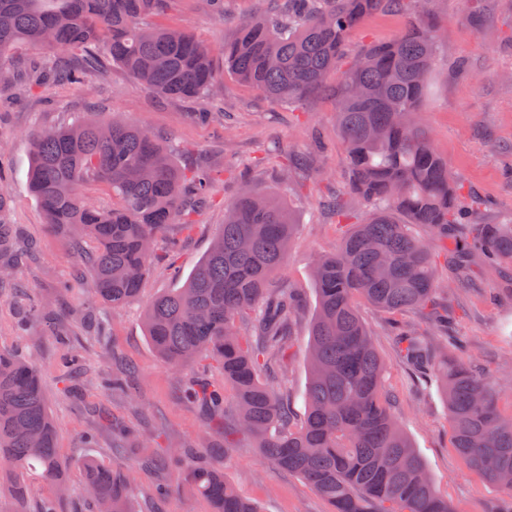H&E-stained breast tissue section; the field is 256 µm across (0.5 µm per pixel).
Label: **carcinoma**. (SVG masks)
I'll list each match as a JSON object with an SVG mask.
<instances>
[{"instance_id": "cac0c4a2", "label": "carcinoma", "mask_w": 512, "mask_h": 512, "mask_svg": "<svg viewBox=\"0 0 512 512\" xmlns=\"http://www.w3.org/2000/svg\"><path fill=\"white\" fill-rule=\"evenodd\" d=\"M171 2L0 0L8 84L21 77L10 51L29 44L75 60L35 72L39 80L85 83L117 65L165 95L207 99L212 110L196 118L219 122L223 86L213 55L239 81L295 107L336 75L349 34L364 20L381 12L407 20L391 41L362 49L336 87V130L350 178L335 210L337 224L352 229L334 253L313 262L317 304L304 419L296 422L288 395L262 380L281 370L299 313L288 289L269 287L295 223L275 193L249 180L224 207L221 233L184 285L146 306L156 353L175 369L216 363L261 459L302 477L331 512H451L390 412L382 365L355 301L390 313L415 309L420 323L396 327L401 352L416 375L440 382L453 447L512 498V486L500 481L512 470V419L497 410L494 381L426 339L431 328L449 325L441 268L455 289L467 287L477 269L512 293V223L476 222L418 120L437 49L431 18L438 0H279L218 47L173 26L142 25ZM30 140L28 186L46 223L95 242L84 259L100 300L114 307L133 301L156 241L173 224L192 229V213L209 200L208 177L181 170L147 128L118 119L34 130ZM187 398L224 416V394L208 383H195ZM150 447L149 439L124 433L116 450H139L145 464L163 467ZM32 468L62 483L55 424L36 370L0 350V488L27 501L24 473ZM82 468L95 512H130L123 476L93 458ZM185 481L213 512H260L215 463L188 466Z\"/></svg>"}]
</instances>
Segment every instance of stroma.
<instances>
[{
  "mask_svg": "<svg viewBox=\"0 0 512 512\" xmlns=\"http://www.w3.org/2000/svg\"><path fill=\"white\" fill-rule=\"evenodd\" d=\"M270 0H227L223 19L203 11V0H173L162 22L185 29L200 41L218 44L232 39L242 20L264 14ZM404 16L381 13L369 18L348 38L339 71L350 68L361 49L395 37ZM442 51L423 105L425 133L448 162L486 224L512 221V0H447L437 17ZM213 68L224 79V113L228 127L193 120L203 111L202 99L174 98L150 89L120 67L87 84L33 83L28 80L0 89V191L11 203L0 219L17 230L20 255L14 278H0V349L17 352L37 368L57 432V448L72 491L64 512H87L78 493L84 474L83 457L111 463L128 480L131 512H212L210 503L192 492L179 465L161 472L127 463L113 454L112 433L105 417L124 421L154 438L155 453L180 449L184 457L210 461L225 457V479L261 512H329L327 502L301 477L263 464L248 437L236 428L232 415L216 420L185 398L191 377L204 374L222 387L226 407L234 393L224 385L215 366L199 364L176 370L156 354L142 316L148 302L183 285L208 253L224 222V205L235 197L241 179L284 196L298 226L288 250V264L276 284L302 296L299 317L278 387L287 393L295 415L305 410L308 381V328L316 305L310 267L316 255L336 250L341 228L325 202L349 176L343 146L336 134L335 84H328L299 107L290 109L237 82L224 72V60ZM121 116L149 128L187 169L214 176L209 203L194 217L191 230L175 225L160 239L138 301L112 308L95 299L88 285L91 270L80 255L91 241L75 247L66 235L51 230L28 189L31 162L30 131L70 124L86 113ZM305 162L292 184L280 170L285 159ZM177 240L175 257H168L169 240ZM474 287L458 290L450 304L455 312L453 335L467 342L470 362L498 382L497 407L512 415V298L496 294V280L475 274ZM70 292L58 296L57 288ZM52 303L56 318L70 322L68 340L57 339L53 319L29 314V300ZM359 316L382 360L384 386L391 410L403 432L424 460L437 494L453 512H491L503 498L501 490L469 469L450 443L448 410L440 386H417L401 357L392 332L396 315L365 301ZM81 356L70 366L71 352ZM125 374L129 393L109 396L103 379ZM168 492L156 497L155 486Z\"/></svg>",
  "mask_w": 512,
  "mask_h": 512,
  "instance_id": "1",
  "label": "stroma"
}]
</instances>
